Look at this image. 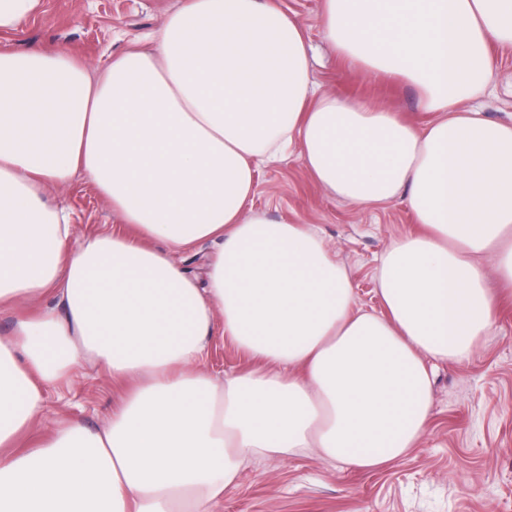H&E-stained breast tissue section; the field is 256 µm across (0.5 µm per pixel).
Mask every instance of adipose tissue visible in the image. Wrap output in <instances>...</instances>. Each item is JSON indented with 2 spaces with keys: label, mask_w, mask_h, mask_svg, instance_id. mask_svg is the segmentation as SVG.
I'll list each match as a JSON object with an SVG mask.
<instances>
[{
  "label": "adipose tissue",
  "mask_w": 512,
  "mask_h": 512,
  "mask_svg": "<svg viewBox=\"0 0 512 512\" xmlns=\"http://www.w3.org/2000/svg\"><path fill=\"white\" fill-rule=\"evenodd\" d=\"M322 21L433 120L321 90L272 0H184L101 72L64 46L0 49V311L35 308L0 337V512H217L253 457L374 469L418 446L430 361L468 359L498 315L489 277L512 288V125L473 105L512 0H323ZM292 147L329 195H406L421 229L380 256L381 313L315 227L254 210L259 165ZM78 175L128 233L71 249L48 193ZM203 240L202 286L174 255ZM213 336L250 367L208 375ZM87 359L129 387L107 423L18 447Z\"/></svg>",
  "instance_id": "adipose-tissue-1"
}]
</instances>
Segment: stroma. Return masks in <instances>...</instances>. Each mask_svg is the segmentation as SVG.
Segmentation results:
<instances>
[{
    "instance_id": "35a3bbf8",
    "label": "stroma",
    "mask_w": 512,
    "mask_h": 512,
    "mask_svg": "<svg viewBox=\"0 0 512 512\" xmlns=\"http://www.w3.org/2000/svg\"><path fill=\"white\" fill-rule=\"evenodd\" d=\"M301 24L312 48V72L322 89L399 112L423 125L416 90L396 79L348 69L329 48L322 0H273ZM42 12L15 30L0 32V46L15 51L68 46L94 68L135 42L151 41L163 19L183 0H43ZM484 114L512 122V48L493 47ZM72 223L71 247L120 228V217L85 181L50 195ZM253 205L274 222L311 224L347 268L357 302L379 310L378 257L391 238L418 231L405 196L380 208L363 207L321 191L296 156L260 167ZM222 337H212L204 369L221 378L248 366ZM122 389L87 361L63 390L47 388L35 431L46 434L65 418L99 428ZM433 415L417 448L380 470H355L316 457L271 456L248 462L236 487L225 491L220 512H512V306L504 309L471 358L437 362Z\"/></svg>"
}]
</instances>
